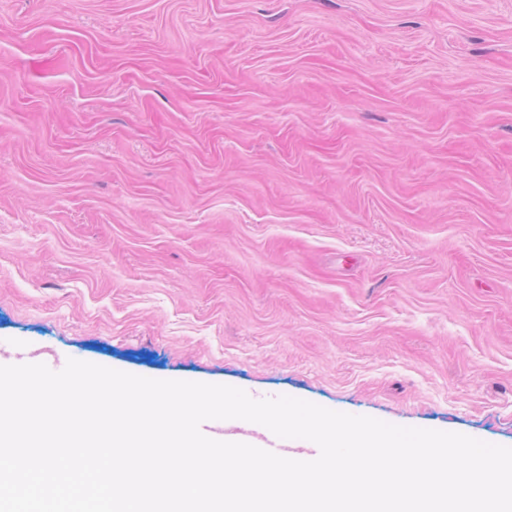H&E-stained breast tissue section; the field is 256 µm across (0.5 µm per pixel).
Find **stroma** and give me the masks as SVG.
<instances>
[{
	"label": "stroma",
	"mask_w": 512,
	"mask_h": 512,
	"mask_svg": "<svg viewBox=\"0 0 512 512\" xmlns=\"http://www.w3.org/2000/svg\"><path fill=\"white\" fill-rule=\"evenodd\" d=\"M512 447V0H0V365Z\"/></svg>",
	"instance_id": "obj_1"
}]
</instances>
